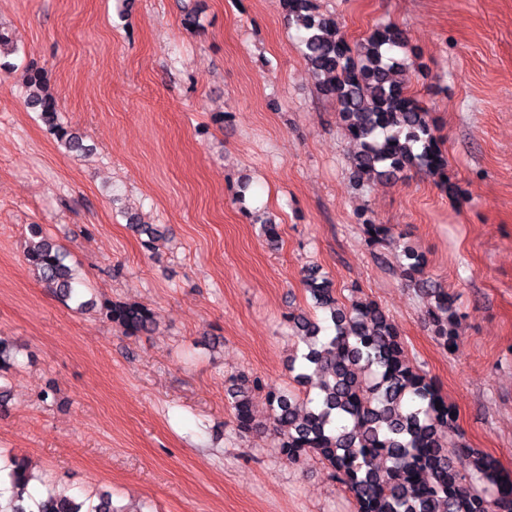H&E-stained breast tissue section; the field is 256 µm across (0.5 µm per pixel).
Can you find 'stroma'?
I'll return each instance as SVG.
<instances>
[{
  "instance_id": "1",
  "label": "stroma",
  "mask_w": 512,
  "mask_h": 512,
  "mask_svg": "<svg viewBox=\"0 0 512 512\" xmlns=\"http://www.w3.org/2000/svg\"><path fill=\"white\" fill-rule=\"evenodd\" d=\"M312 4L353 43L405 31L408 89L438 122L456 196L419 170L354 183L357 147L279 0H0L19 47L17 71L0 73V338L19 348L0 380V466L27 458L37 494L107 491L118 512H355L319 459H283L269 425L268 392L294 385L284 318L306 308L312 264L386 311L452 406L454 438L512 470V0ZM32 63L84 155L27 107ZM364 212L391 227L382 245ZM129 213L161 228L156 249ZM33 224L66 251L84 299L142 304L157 331L123 335L37 282ZM403 243L456 298L455 350L402 275ZM240 371L261 381V428L246 436L225 396Z\"/></svg>"
}]
</instances>
